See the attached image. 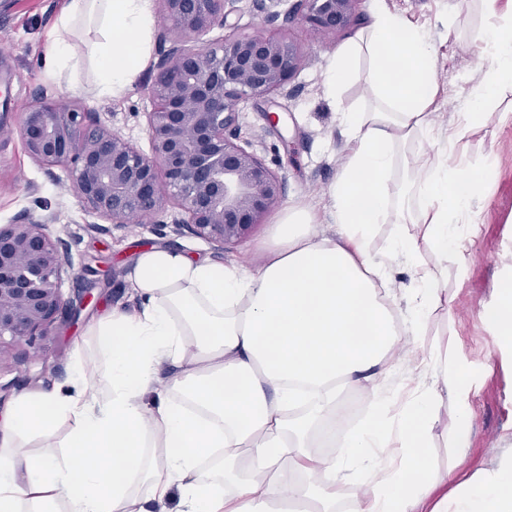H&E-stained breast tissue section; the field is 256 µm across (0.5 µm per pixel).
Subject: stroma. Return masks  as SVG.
I'll use <instances>...</instances> for the list:
<instances>
[{"label":"stroma","instance_id":"obj_1","mask_svg":"<svg viewBox=\"0 0 512 512\" xmlns=\"http://www.w3.org/2000/svg\"><path fill=\"white\" fill-rule=\"evenodd\" d=\"M62 2L0 0V85L10 93L9 111H0V225L30 216L70 239L72 268L63 275L60 288L64 298L77 302L79 308L75 316L59 323L52 335L35 345L0 344V415L20 391H50L67 379L91 320L115 307H135L127 273L141 250L173 247L255 270L271 256L273 227L280 216L279 211L270 212L246 239L220 251L205 240L178 234L172 208L159 223L150 217L133 229L114 226L101 231V218L86 212L71 192L69 171L42 167L27 155L20 135L22 114L42 92L66 101L75 99L112 132L140 150H148L144 114L152 108L147 87L153 70L145 68L130 90L115 98L99 95L98 73L90 59H83L74 73H45L41 58L54 40L53 23ZM452 2H381L388 10L424 26L432 36L438 94L433 105L434 125L422 136L431 153L447 145L448 127L457 112L463 111L478 80L473 62L482 45L480 14L476 5H469L457 20V37L448 38L439 17ZM374 5L373 0H363L360 21L325 35L299 19L285 27L266 22L254 0H239L227 24L215 26L209 34L210 39L220 40L229 35L283 33L300 48L301 67L287 91L242 100L237 124L241 142L284 180L283 204L305 202L322 221L330 207L327 189L346 152L336 109L324 97L322 82L334 53L368 25ZM75 78L84 86L77 96L69 91ZM273 113L279 117L275 125L268 120ZM454 155L465 164H489L490 173L484 199L461 220L474 248L466 278L458 279L453 272L448 275L447 293L453 297L456 311L450 315L445 306H438L418 339L425 350L446 353L470 369L472 422L464 437V452H457L454 446L451 409L436 411L439 427L431 441V460L436 469L449 471L450 477L432 490L435 499L448 493L450 485L463 476L482 471L512 448V361L502 358L495 337L481 319L504 273L512 269V121L489 115L485 126L473 129L456 145ZM428 381V372L411 359L373 379L381 391L403 398Z\"/></svg>","mask_w":512,"mask_h":512}]
</instances>
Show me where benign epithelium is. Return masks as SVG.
I'll return each mask as SVG.
<instances>
[{"mask_svg": "<svg viewBox=\"0 0 512 512\" xmlns=\"http://www.w3.org/2000/svg\"><path fill=\"white\" fill-rule=\"evenodd\" d=\"M170 28L198 37L225 24L238 0H160ZM312 29L333 34L352 21L361 0H293L284 12ZM301 60L287 37L237 35L220 42L161 48L145 113L150 151L145 153L101 124L77 102L43 94L29 104L20 133L39 164L72 177L82 206L122 226L138 214L171 205L179 231L224 250L244 239L284 195L282 180L240 141L236 107L247 98L287 88ZM72 267V246L29 218L0 225V340L48 336L73 303L60 292Z\"/></svg>", "mask_w": 512, "mask_h": 512, "instance_id": "1", "label": "benign epithelium"}]
</instances>
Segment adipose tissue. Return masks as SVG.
<instances>
[{"label": "adipose tissue", "mask_w": 512, "mask_h": 512, "mask_svg": "<svg viewBox=\"0 0 512 512\" xmlns=\"http://www.w3.org/2000/svg\"><path fill=\"white\" fill-rule=\"evenodd\" d=\"M485 56L478 82L450 137L461 140L489 107L512 95V13L478 0ZM96 26L90 45L71 39ZM153 0H65L47 73L91 54L101 94L128 91L147 66ZM374 105L347 108L342 91L360 58ZM438 91L430 32L376 8L358 39L333 57L323 93L337 108L348 148L329 188L336 226L318 231L303 203L283 212L271 261L254 272L153 247L128 278L139 300L86 330L90 354H77L64 386L20 392L0 420V512H269L277 501L302 512H335L336 484L351 473L314 452L315 437L346 391L391 364L401 337L442 300L437 271L422 250L452 254L465 276L469 248L449 231L459 212L486 193L488 170L452 156L426 162L420 183L393 174L428 125ZM404 224L387 255L370 249L378 225ZM418 283L398 313L389 285L394 263ZM483 320L512 355V276ZM432 382L393 440L385 423L396 400L380 397L378 419L342 445L347 457L397 450L400 465L372 480L350 512H416L430 487L431 409L454 403L458 427L470 420L466 364L425 356ZM428 512H512V451L459 482Z\"/></svg>", "instance_id": "adipose-tissue-1"}]
</instances>
